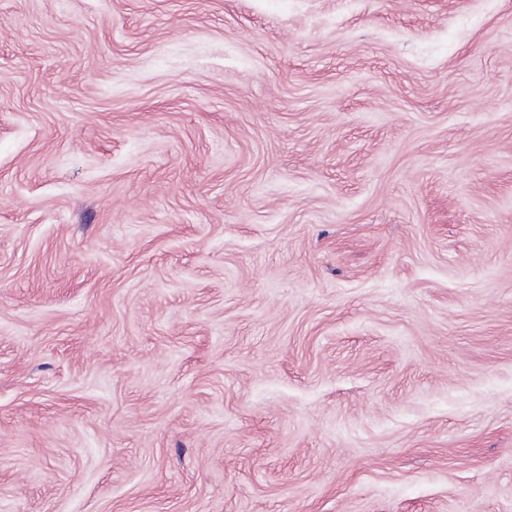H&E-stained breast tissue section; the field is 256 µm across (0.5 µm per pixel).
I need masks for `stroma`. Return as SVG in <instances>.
<instances>
[{
	"label": "stroma",
	"mask_w": 512,
	"mask_h": 512,
	"mask_svg": "<svg viewBox=\"0 0 512 512\" xmlns=\"http://www.w3.org/2000/svg\"><path fill=\"white\" fill-rule=\"evenodd\" d=\"M0 512H512V0H0Z\"/></svg>",
	"instance_id": "obj_1"
}]
</instances>
